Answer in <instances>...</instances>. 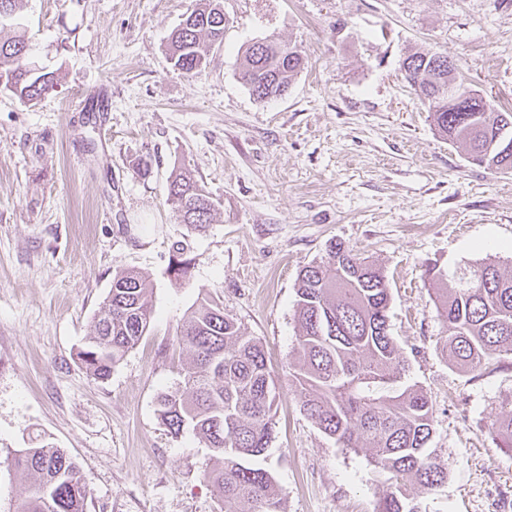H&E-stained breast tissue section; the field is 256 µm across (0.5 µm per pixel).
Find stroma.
<instances>
[{
	"mask_svg": "<svg viewBox=\"0 0 512 512\" xmlns=\"http://www.w3.org/2000/svg\"><path fill=\"white\" fill-rule=\"evenodd\" d=\"M196 0H23L17 23L57 86L25 103L0 88V512L23 471L8 451L47 440L78 463L88 512H224L216 465L172 436L158 400L192 360L175 330L213 298L262 345L276 385L267 460L286 512H377L389 484L367 449L336 445L292 379L299 271L330 243L383 267L405 381L430 398V445L448 479L428 512H512V452L489 428L512 400V365L453 367L427 267L512 263V171L471 165L403 81L437 50L512 110V0H224V44L189 76L167 53ZM269 38L300 46L287 94L254 99L239 60ZM188 168L217 200L206 232L176 220L170 176ZM192 278L169 272L175 253ZM150 278L154 321L107 380L76 353L113 275Z\"/></svg>",
	"mask_w": 512,
	"mask_h": 512,
	"instance_id": "1",
	"label": "stroma"
}]
</instances>
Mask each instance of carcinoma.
I'll use <instances>...</instances> for the list:
<instances>
[{
	"label": "carcinoma",
	"mask_w": 512,
	"mask_h": 512,
	"mask_svg": "<svg viewBox=\"0 0 512 512\" xmlns=\"http://www.w3.org/2000/svg\"><path fill=\"white\" fill-rule=\"evenodd\" d=\"M224 43L223 0H199L168 38L173 66L196 75L210 49ZM22 36L0 39V86L22 102H32L57 85L55 73L28 61ZM439 52L412 53L401 62L407 84L429 106L448 141L465 149L479 167L512 170V153L492 149L500 111L466 85L456 67ZM304 66L297 45L268 39L250 45L240 75L257 100L280 97ZM471 101L469 112L448 102V86ZM168 201L183 224L202 231L216 204L210 193L181 171L169 184ZM437 285V317L448 332L444 348L452 365L481 373L512 359V271L496 260L426 270ZM148 277L129 268L112 276V285L92 333L78 352L81 365L105 380L112 368L150 330ZM299 372L295 387L303 410L321 432L342 448H367L374 468L387 475L391 491L381 512H425L422 495L448 478V461L428 448L434 432L433 405L414 385L403 382L406 360L391 335V294L381 268L341 243L327 257L304 266L296 288ZM178 344L192 354L184 386L163 394L158 417L175 436L190 429L219 459L204 474L224 504V512H285L273 472L263 465L273 431L274 381L265 353L254 338L224 315L215 299H205L177 326ZM499 448L512 450V401L491 424ZM9 465L33 475L16 497L13 512H87L90 491L77 463L61 448L40 443L11 454Z\"/></svg>",
	"instance_id": "1"
}]
</instances>
